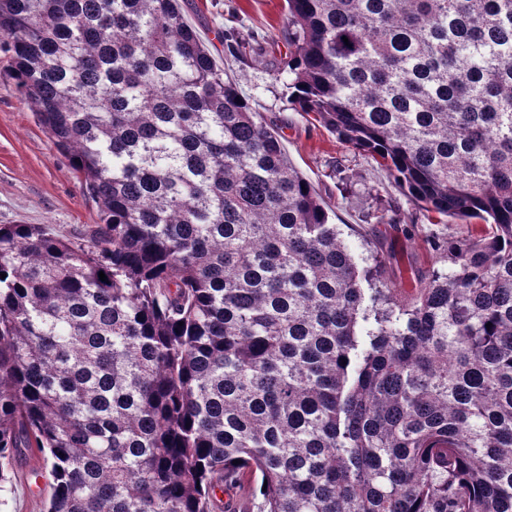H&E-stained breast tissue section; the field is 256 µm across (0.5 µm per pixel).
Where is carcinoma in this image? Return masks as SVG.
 Here are the masks:
<instances>
[{"mask_svg":"<svg viewBox=\"0 0 512 512\" xmlns=\"http://www.w3.org/2000/svg\"><path fill=\"white\" fill-rule=\"evenodd\" d=\"M285 2L291 103L485 228L397 288L181 0H0L100 213L0 224V460L42 458L45 512H512V0Z\"/></svg>","mask_w":512,"mask_h":512,"instance_id":"carcinoma-1","label":"carcinoma"}]
</instances>
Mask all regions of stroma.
Returning <instances> with one entry per match:
<instances>
[{
    "mask_svg": "<svg viewBox=\"0 0 512 512\" xmlns=\"http://www.w3.org/2000/svg\"><path fill=\"white\" fill-rule=\"evenodd\" d=\"M184 12L240 94L281 136L294 166L328 204L330 221L358 260L376 250L390 254L388 278L400 288L417 285L430 264L425 235L405 237L402 225L423 223L419 210L389 172L343 143L312 116L289 103L288 50L283 41L284 0H184ZM266 45L263 61L228 56L225 34ZM0 52V224H51L75 236L99 223L96 204L82 191L68 159L46 138L34 113L7 75ZM50 492L47 468L14 458L0 480V512H43Z\"/></svg>",
    "mask_w": 512,
    "mask_h": 512,
    "instance_id": "35a3bbf8",
    "label": "stroma"
}]
</instances>
